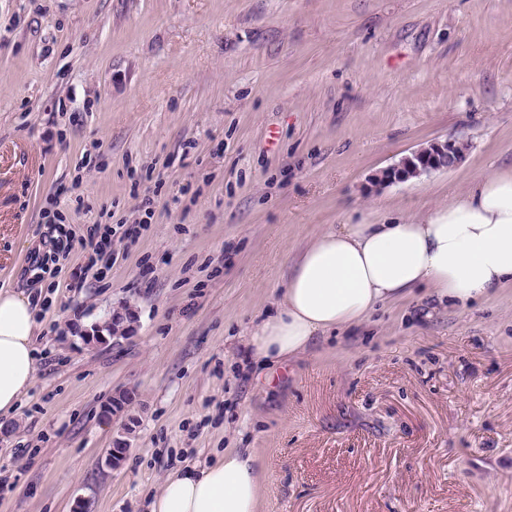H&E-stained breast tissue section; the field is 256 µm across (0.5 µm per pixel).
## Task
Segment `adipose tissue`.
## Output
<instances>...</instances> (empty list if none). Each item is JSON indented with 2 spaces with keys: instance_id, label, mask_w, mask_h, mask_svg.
<instances>
[{
  "instance_id": "obj_1",
  "label": "adipose tissue",
  "mask_w": 512,
  "mask_h": 512,
  "mask_svg": "<svg viewBox=\"0 0 512 512\" xmlns=\"http://www.w3.org/2000/svg\"><path fill=\"white\" fill-rule=\"evenodd\" d=\"M512 288V168L477 178L425 215L321 231L301 246L273 315L250 332L264 366L306 353L317 339L365 323L417 290L467 309ZM36 317L24 293L0 289V418H11L36 376ZM260 466L228 448L169 473L148 512H258Z\"/></svg>"
}]
</instances>
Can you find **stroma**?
<instances>
[{
  "label": "stroma",
  "instance_id": "35a3bbf8",
  "mask_svg": "<svg viewBox=\"0 0 512 512\" xmlns=\"http://www.w3.org/2000/svg\"><path fill=\"white\" fill-rule=\"evenodd\" d=\"M449 137L456 168L378 184ZM511 166L512 0H0V289L48 303L0 512H146L227 448L257 454L260 512H512V290L403 302L271 384L249 341L319 231ZM139 222L115 263L83 244ZM124 306L132 338L71 335Z\"/></svg>",
  "mask_w": 512,
  "mask_h": 512
}]
</instances>
